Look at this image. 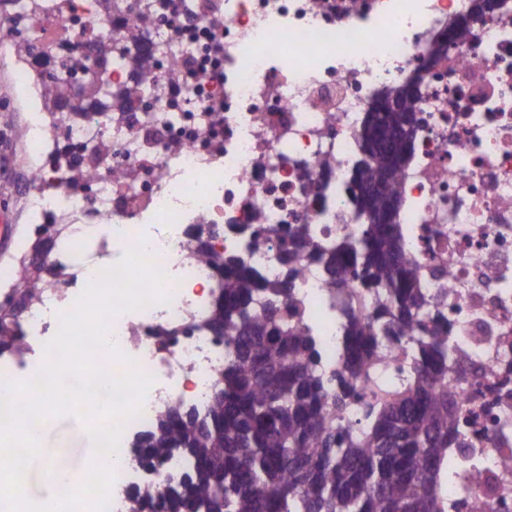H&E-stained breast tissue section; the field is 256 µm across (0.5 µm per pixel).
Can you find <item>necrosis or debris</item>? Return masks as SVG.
<instances>
[{"mask_svg":"<svg viewBox=\"0 0 512 512\" xmlns=\"http://www.w3.org/2000/svg\"><path fill=\"white\" fill-rule=\"evenodd\" d=\"M465 0H0L19 20L0 38L17 86L54 78L35 157L17 187L59 249L55 287L19 316L26 353L0 377L30 380L88 281L115 248L144 240L170 276L169 304L112 315L118 347L154 377L129 421L107 512L140 471L135 440L160 409L210 403L229 350L207 326L220 294L200 243L235 252L265 279L283 268L288 231L314 242L356 232L347 192L377 92L420 67ZM153 64L139 79L142 60ZM421 127L401 181L398 222L440 307L459 406L455 472L441 512H512V16H476L425 70ZM346 295L309 265L294 304L321 365L345 355Z\"/></svg>","mask_w":512,"mask_h":512,"instance_id":"necrosis-or-debris-1","label":"necrosis or debris"}]
</instances>
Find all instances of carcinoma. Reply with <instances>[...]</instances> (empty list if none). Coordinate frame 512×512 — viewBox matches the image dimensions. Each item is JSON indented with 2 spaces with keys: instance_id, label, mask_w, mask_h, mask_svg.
Segmentation results:
<instances>
[{
  "instance_id": "1",
  "label": "carcinoma",
  "mask_w": 512,
  "mask_h": 512,
  "mask_svg": "<svg viewBox=\"0 0 512 512\" xmlns=\"http://www.w3.org/2000/svg\"><path fill=\"white\" fill-rule=\"evenodd\" d=\"M398 89L384 87L364 122L362 158L348 188L360 226L355 236L324 248L294 229L273 281L199 246L224 284L209 328L232 355L205 413L172 404L137 441L145 460L186 463L189 482L163 493L141 487L129 512H437L443 450L458 443L457 409L448 394L445 330L429 312L445 296L415 288L418 267L391 207L414 133L413 113L387 110ZM305 263L325 264L331 292L354 277L374 298L368 315L350 317L346 356L329 375L318 370L315 339L293 304ZM47 273L54 270H16L23 305L39 301ZM385 341L413 345L414 384L372 396L363 409L367 425L346 426L345 410L382 361ZM24 351L1 319L0 356Z\"/></svg>"
}]
</instances>
